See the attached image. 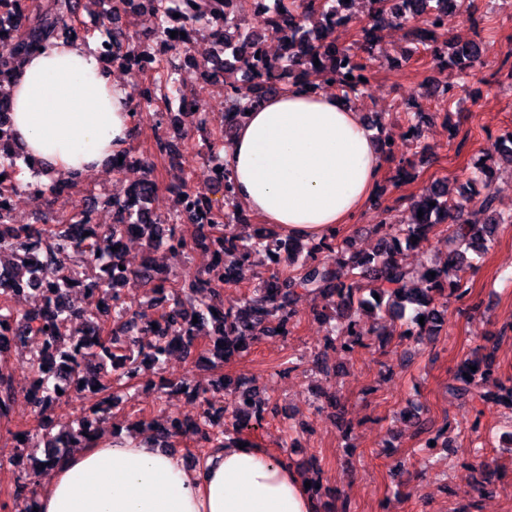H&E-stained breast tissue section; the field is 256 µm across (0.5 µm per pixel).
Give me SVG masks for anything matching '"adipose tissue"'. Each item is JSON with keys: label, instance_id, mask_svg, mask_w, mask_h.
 <instances>
[{"label": "adipose tissue", "instance_id": "adipose-tissue-1", "mask_svg": "<svg viewBox=\"0 0 512 512\" xmlns=\"http://www.w3.org/2000/svg\"><path fill=\"white\" fill-rule=\"evenodd\" d=\"M14 142L47 171L111 166L133 133L128 89L91 40L57 39L25 58L7 87ZM238 202L262 224L310 240L352 222L389 163L342 98L301 81L249 106L222 150ZM38 512H317L287 459L226 443L199 466L118 435L51 465Z\"/></svg>", "mask_w": 512, "mask_h": 512}]
</instances>
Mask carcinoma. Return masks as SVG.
Segmentation results:
<instances>
[{
	"label": "carcinoma",
	"mask_w": 512,
	"mask_h": 512,
	"mask_svg": "<svg viewBox=\"0 0 512 512\" xmlns=\"http://www.w3.org/2000/svg\"><path fill=\"white\" fill-rule=\"evenodd\" d=\"M87 0H0V82L21 58L45 46L52 39L68 35L88 36L77 26L80 11ZM246 0H145L142 5L152 13L156 27L154 39L168 45L172 54L153 59L152 73L131 88V112L151 110L163 104L167 112L177 111L190 117L189 128L179 127L180 135L206 134L209 157L222 174L211 178L212 185L224 190V212L213 210L204 190L186 181L169 186L174 208L166 217L155 215L151 198L158 190L153 164L142 163L143 174L133 183L126 197L108 202L112 223H94L93 210H76L56 224H17L9 196L20 188L36 198L57 196V187L38 177L24 182L18 175L30 167L23 152L13 143L8 101L0 90V358L8 346L31 347L27 360L33 374L28 392L44 444L43 458L35 459L25 482L14 491L15 499L34 493L32 485L45 468L66 455L69 448H85L103 439L100 425L121 400L114 385L129 390L140 382L141 365L160 366L174 352L202 365L222 364L242 356L262 336L288 333L298 315L296 301L311 298L313 312L330 306L338 320L335 336L326 337V346L352 353L372 345L371 337L382 339L384 332L363 320L370 311L379 319L400 322L403 336H433L442 325L451 302L470 297L468 253L480 255L495 240L500 226L512 224V215L496 208L491 190H476L473 184L489 185L493 166L485 163L466 174L467 188L459 198H448V180L432 181L419 196L412 197L410 224H378L381 233L376 251L361 256L348 238L334 231L309 244L277 233L263 225L243 224L236 211L235 185L229 169L223 166V144L207 133L200 112L180 108L182 97L177 75L182 60L192 58L194 35L207 33L215 50L196 66L202 81H212L213 65L223 62V70L241 74L240 83L224 84V136L233 135V118L248 105L287 88L298 80L318 77L336 86L339 96L350 101L365 86L360 80L365 66L347 48L340 49L331 40L336 27L346 23L345 0H274L255 17L256 25L243 28L239 13ZM474 0H371L370 20L361 30L364 43L396 22L414 24L413 52H438L444 45L447 62L461 68L482 53L472 43H451L444 32V17L450 11L468 12ZM128 13L127 0H113L112 11L99 19V53L130 68L151 54V46L129 42L122 28L121 15ZM178 17H173V14ZM317 21L315 31L306 22ZM177 31L172 37L170 32ZM268 36L281 43V53L272 58L262 51ZM421 112L407 113V140L423 149ZM497 161L512 165V133L495 143ZM424 212L418 216V212ZM191 222L199 227L191 240L178 232V225ZM446 224L447 236L438 240L448 250V261L441 267H429L422 274L424 287H411L412 272L402 263L403 247L411 238L428 239L433 228ZM144 242L146 251L163 244L172 257L191 250L213 252V264L194 274H181L175 266H160L146 258L136 268L124 260L126 241ZM117 250H112V247ZM286 262L263 287L242 298L236 305L224 306L225 288L236 287L246 275H260L257 264ZM146 289L151 301L161 310L153 319H144L140 311L128 305L122 289L128 284ZM86 288L98 294L100 306L90 311L77 305L74 292ZM34 296L43 304L30 306ZM198 323H192L193 318ZM424 323H419V319ZM477 370H471V367ZM492 371L490 355L474 351L448 382V394L457 399L484 398L483 381ZM146 387L155 391L156 400L182 392L196 404V413L169 414L165 419L138 420L130 430L144 426L147 438L164 448H174L185 436H191L198 448L224 447L225 433L240 435L259 428L266 416L279 413L277 406L261 398L259 392L238 385L237 402L231 412V425L224 423V380L206 387L187 377L159 375ZM70 394L76 402L82 393L93 392L98 401L92 413L78 418L77 427L55 435L46 431L52 410L63 406L58 391ZM14 388L0 363V420L12 415ZM414 433L426 434L421 451L432 455L438 447H448L447 427L431 429V420L415 408L406 411Z\"/></svg>",
	"instance_id": "carcinoma-1"
}]
</instances>
